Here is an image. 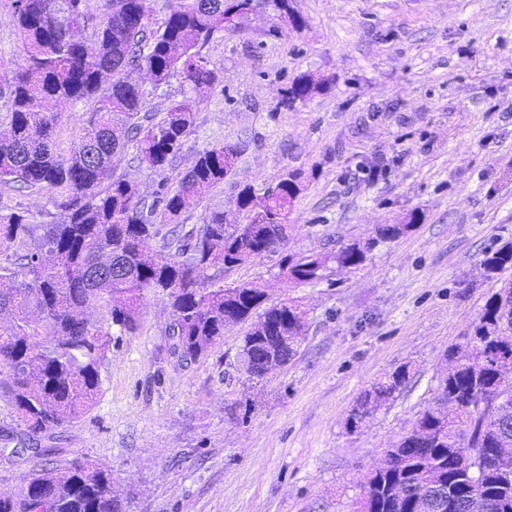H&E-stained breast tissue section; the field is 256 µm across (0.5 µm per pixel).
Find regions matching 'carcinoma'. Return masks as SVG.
Wrapping results in <instances>:
<instances>
[{"label": "carcinoma", "mask_w": 512, "mask_h": 512, "mask_svg": "<svg viewBox=\"0 0 512 512\" xmlns=\"http://www.w3.org/2000/svg\"><path fill=\"white\" fill-rule=\"evenodd\" d=\"M8 2L24 63L0 80L7 109L0 183L49 193L67 219L32 224L18 213L0 215V249L12 251L0 261V375L6 374L0 398L15 413L14 425L0 431L3 451L12 443L48 454L42 439L91 408L109 326L135 330L146 291L167 300L168 352L180 364L206 357L224 329L242 322L250 323L243 339L247 374L265 359L294 357L307 331L305 311L286 302L264 306L266 290L253 283L224 286V270L288 243L299 175L286 174L260 196L242 187L232 223L214 211L206 223L169 235L163 228L182 225L187 209L224 183L239 147L223 144L196 155L178 181L151 198L112 174L113 158L131 142L139 165L173 167L194 122L184 103L162 114L143 111L144 91L129 82L128 71L148 72L156 87L179 75L196 89L210 88L218 71L200 56L201 47L257 8L297 23L289 0H212L208 8L200 0H168L157 29L149 26L150 0H105L90 45L79 37L90 24L85 0ZM325 85L324 78L301 75L283 90L281 105L293 107ZM77 103L89 112L64 157L53 139L58 108ZM157 237L161 248L146 250ZM367 251L344 243L330 255L288 260L281 275L287 284L315 281L327 261L353 268ZM481 267L490 279L512 268V240L486 252ZM500 297L488 298L465 345L451 350L433 402L368 470L359 512H434L426 494L396 502L394 488L408 484H449L462 498L476 493L490 501L491 512H512V344L502 338ZM94 305L108 319H90ZM409 375L404 363L373 383L347 419L350 431L394 400ZM28 487L47 498L26 490L15 498L0 494V512L129 510L112 491V472L90 459L34 470Z\"/></svg>", "instance_id": "1"}]
</instances>
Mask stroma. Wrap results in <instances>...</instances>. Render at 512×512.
I'll return each mask as SVG.
<instances>
[{
	"label": "stroma",
	"instance_id": "1",
	"mask_svg": "<svg viewBox=\"0 0 512 512\" xmlns=\"http://www.w3.org/2000/svg\"><path fill=\"white\" fill-rule=\"evenodd\" d=\"M301 28L271 10L239 18L201 56L219 80L197 92L181 77L143 85L146 108L195 114L174 168L154 172L127 149L115 176L154 196L195 156L240 146L232 172L189 209L186 224L231 210L238 190L299 172L288 243L225 271L269 303L298 302L308 329L296 355L249 380L228 327L209 356L182 367L167 354L169 309L146 292L133 332L111 326L95 405L55 429L51 455L0 457V493L17 495L36 468L82 456L105 464L129 512H355L361 480L432 402L443 355L464 344L486 300L512 279L480 266L512 239V0H293ZM329 78L294 108L298 76ZM62 221L46 192L0 184V215ZM413 223L384 239L391 224ZM372 243L352 269L286 284L285 255ZM409 364L402 394L358 432L346 421L364 391Z\"/></svg>",
	"mask_w": 512,
	"mask_h": 512
}]
</instances>
